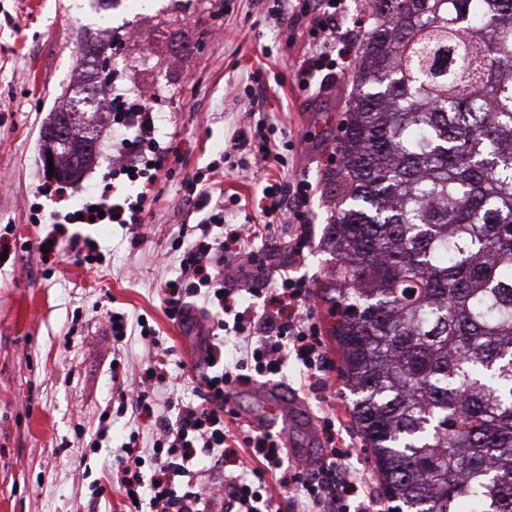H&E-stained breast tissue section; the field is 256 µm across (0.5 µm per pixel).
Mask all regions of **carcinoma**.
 <instances>
[{
	"instance_id": "obj_1",
	"label": "carcinoma",
	"mask_w": 512,
	"mask_h": 512,
	"mask_svg": "<svg viewBox=\"0 0 512 512\" xmlns=\"http://www.w3.org/2000/svg\"><path fill=\"white\" fill-rule=\"evenodd\" d=\"M320 298L388 512H512V0H367ZM76 97L57 164L80 170Z\"/></svg>"
}]
</instances>
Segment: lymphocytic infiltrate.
<instances>
[{"label": "lymphocytic infiltrate", "instance_id": "f902f5d3", "mask_svg": "<svg viewBox=\"0 0 512 512\" xmlns=\"http://www.w3.org/2000/svg\"><path fill=\"white\" fill-rule=\"evenodd\" d=\"M319 3L321 14L313 22L320 39L303 69L307 77L322 70L331 57L349 60L354 46L350 33L336 26L334 0ZM107 109L120 133V151L112 159L119 172L140 177L159 168L160 144L147 94L130 97L113 91ZM310 188L303 178L272 183L270 203L262 210L263 226L295 223L293 250L298 254L308 241L307 220L304 212L289 210L288 204L304 201ZM188 197L196 206L210 207L211 213L196 225L191 243L179 239L171 245L181 255V273L164 288L165 312L170 320L186 324L192 318L188 300L198 297L223 314H232V321H217L216 328L237 333V347L244 356L226 365L222 345L209 343V371L193 387V400L179 402L173 418L154 410V388L162 378L157 368L144 370L138 388L117 386L121 411L134 420L150 418L154 437L151 448L145 449L139 432L130 433L113 480L123 495L149 502L156 512H280L285 502L291 512H366L363 480L351 469L353 451L345 447L335 417H323L321 430L328 447L316 467L303 473L285 467L287 450L279 434L252 431L239 422L237 413L227 410L226 391L249 383L255 375L281 374L288 358L300 363L303 387L313 394L327 388L333 366L323 352L320 317L306 281L290 277L287 265L259 259L253 250L261 226L236 228L238 257L229 259L223 238L216 234L224 225L223 206L212 205L203 191L189 192ZM235 276L245 283L247 294L262 300L261 309H232L236 291L228 283ZM238 456L249 458V465L225 473L227 460Z\"/></svg>", "mask_w": 512, "mask_h": 512}]
</instances>
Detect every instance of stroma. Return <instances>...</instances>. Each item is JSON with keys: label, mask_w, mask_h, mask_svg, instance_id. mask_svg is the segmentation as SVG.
I'll list each match as a JSON object with an SVG mask.
<instances>
[{"label": "stroma", "mask_w": 512, "mask_h": 512, "mask_svg": "<svg viewBox=\"0 0 512 512\" xmlns=\"http://www.w3.org/2000/svg\"><path fill=\"white\" fill-rule=\"evenodd\" d=\"M274 0H0V512H124L111 479L120 446L136 425L117 414L113 375L137 384L151 362L167 377L205 371L210 315L201 300L181 325L165 314L166 281L180 274L170 247L190 235L201 212L182 200L183 182L223 160L209 192L224 199V227L263 222L262 189L271 180L305 178L314 189L303 210L309 243L294 267L319 295L333 260L321 246L332 209L327 190L336 167V136L350 73L320 89L302 83L315 41L308 27L277 15ZM114 43L112 66L125 87L152 86L157 138L167 159L156 172L154 199L144 205L142 242L118 224H87L112 170L117 135L104 125L96 153L79 179L58 182L41 156L43 128L67 109L66 91L88 85L85 54ZM253 110L277 144L280 159L255 164L249 150L227 152L234 131ZM60 184L61 195L44 194ZM94 239L104 255L98 270L63 251L71 235ZM56 238L43 258L38 245ZM145 315L159 332L156 347L125 341V364L112 366L108 311ZM289 362L274 387L300 400L311 420L333 412L354 446L350 465L368 483L375 508L387 503L370 453L351 412V396L331 372L325 400L299 389ZM109 430L91 450L100 414ZM149 434L148 423L138 425ZM96 440V439H95Z\"/></svg>", "instance_id": "stroma-1"}]
</instances>
